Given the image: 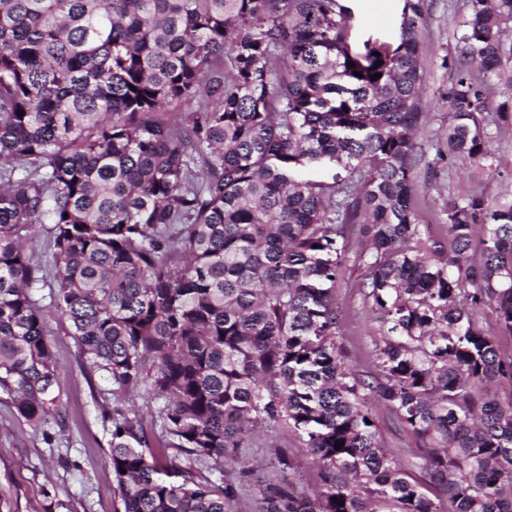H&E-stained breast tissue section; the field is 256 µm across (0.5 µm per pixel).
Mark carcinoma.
<instances>
[{"label":"carcinoma","mask_w":512,"mask_h":512,"mask_svg":"<svg viewBox=\"0 0 512 512\" xmlns=\"http://www.w3.org/2000/svg\"><path fill=\"white\" fill-rule=\"evenodd\" d=\"M348 2L0 0V389L58 422L31 296L50 278L118 401L115 512H241L246 449L277 427L319 488L297 490L299 462L276 448L265 512H444L429 487L452 512H512V399L482 393L512 382V352L479 321L490 307L512 335V198L450 195L445 236L424 237L426 0H403L394 43L361 49ZM467 2L442 59L439 154L484 169L493 78L512 124V0ZM36 224L51 268L29 247ZM353 254L387 324L366 374L337 343ZM132 392L151 427L119 406ZM371 400L415 441L418 472L385 448Z\"/></svg>","instance_id":"carcinoma-1"}]
</instances>
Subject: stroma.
<instances>
[{"label": "stroma", "instance_id": "obj_1", "mask_svg": "<svg viewBox=\"0 0 512 512\" xmlns=\"http://www.w3.org/2000/svg\"><path fill=\"white\" fill-rule=\"evenodd\" d=\"M424 30L426 100L437 99L448 83L444 56L454 49L453 31L467 15L465 0H428ZM402 0H353L357 41H386L396 24ZM452 114L447 107L429 111L418 136L416 210L425 234L445 232L443 208L452 194L483 189L490 198L512 194V126L491 128L492 167L470 178L469 167L448 164L438 154ZM365 266L350 260L336 284L340 311L338 342L350 364L373 368L374 347L383 330L365 297ZM51 284L34 289L44 313L48 341L60 375L59 422L38 425L21 417L13 398L0 391V512H113L116 483L105 464L111 423L103 414L113 406L112 384L91 369L68 323L52 306Z\"/></svg>", "mask_w": 512, "mask_h": 512}]
</instances>
